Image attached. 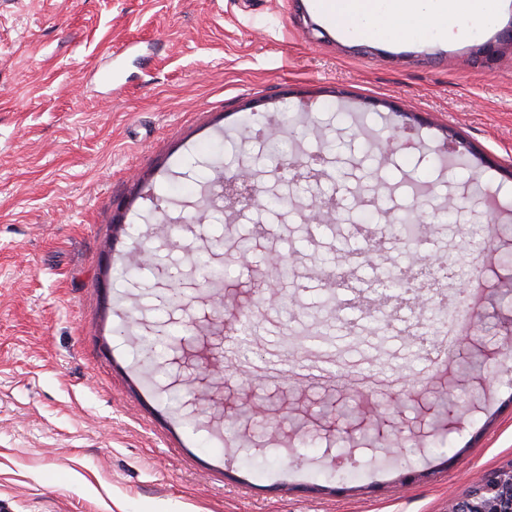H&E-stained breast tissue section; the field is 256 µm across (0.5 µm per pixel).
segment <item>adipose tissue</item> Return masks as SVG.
Instances as JSON below:
<instances>
[{
    "label": "adipose tissue",
    "mask_w": 512,
    "mask_h": 512,
    "mask_svg": "<svg viewBox=\"0 0 512 512\" xmlns=\"http://www.w3.org/2000/svg\"><path fill=\"white\" fill-rule=\"evenodd\" d=\"M332 27L382 41L448 35L467 19L492 20L506 0H315Z\"/></svg>",
    "instance_id": "ef3b65f1"
}]
</instances>
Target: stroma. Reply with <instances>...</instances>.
I'll list each match as a JSON object with an SVG mask.
<instances>
[{"label": "stroma", "mask_w": 512, "mask_h": 512, "mask_svg": "<svg viewBox=\"0 0 512 512\" xmlns=\"http://www.w3.org/2000/svg\"><path fill=\"white\" fill-rule=\"evenodd\" d=\"M509 27L512 10L382 43L314 0H0V512H448L512 467ZM448 128L474 154L445 153ZM392 135L412 150L387 152ZM252 164L262 200L225 223L218 178ZM418 182L447 274L386 298L379 267L409 265L392 222ZM315 200L334 221L309 223ZM487 223L501 234L476 235ZM243 238L288 267L276 292L239 262ZM338 268L352 285L329 301ZM407 298L470 315L453 350L430 315L379 319ZM272 357L277 439L227 434L253 397L240 364ZM471 357L483 371L460 373ZM315 359L321 382L289 380ZM355 374L479 398L440 423L392 400L379 467L339 416L308 419L316 444L297 445L291 419Z\"/></svg>", "instance_id": "35a3bbf8"}]
</instances>
